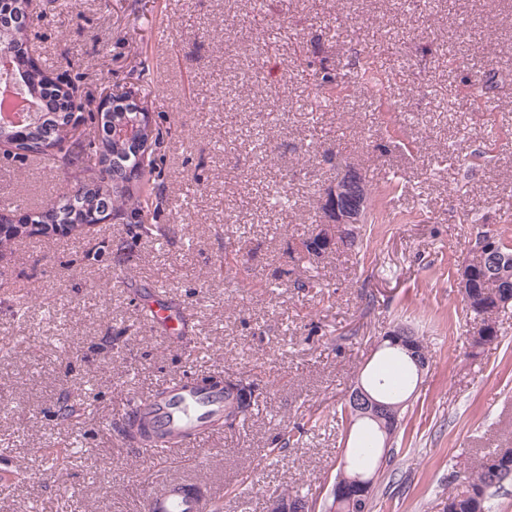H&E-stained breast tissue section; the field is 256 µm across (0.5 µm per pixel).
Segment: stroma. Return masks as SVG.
<instances>
[{
	"mask_svg": "<svg viewBox=\"0 0 512 512\" xmlns=\"http://www.w3.org/2000/svg\"><path fill=\"white\" fill-rule=\"evenodd\" d=\"M28 35L90 116L113 93L147 104L159 133L147 221L176 234L121 219L0 245V512H145L160 474L211 485L221 512H267L288 493L323 512L362 433L333 413L399 324L430 363L372 512H448L458 471L512 448V308L498 340L473 350L456 285L478 228L512 242V0H432L421 12L408 0H38ZM356 55L390 80L311 110L310 73L343 75ZM42 161L0 149V197L15 216L94 166ZM348 164L376 221L362 253L334 246L308 260L322 189ZM274 185L287 209L272 206ZM153 286L181 306L189 343L144 320L136 299ZM225 374L259 385L243 426L164 460L113 432L130 396ZM65 394L81 402L69 424L57 416ZM49 449L64 465L46 461Z\"/></svg>",
	"mask_w": 512,
	"mask_h": 512,
	"instance_id": "stroma-1",
	"label": "stroma"
}]
</instances>
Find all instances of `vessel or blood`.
Masks as SVG:
<instances>
[{
	"label": "vessel or blood",
	"mask_w": 512,
	"mask_h": 512,
	"mask_svg": "<svg viewBox=\"0 0 512 512\" xmlns=\"http://www.w3.org/2000/svg\"><path fill=\"white\" fill-rule=\"evenodd\" d=\"M147 308L171 335L180 334L181 312L159 294L148 296ZM227 406L223 388L181 376L156 391L129 398L121 422L135 426L145 422L155 433L189 443L204 438L212 429V421L223 417ZM218 508V497L198 481L166 478L147 497V512H217Z\"/></svg>",
	"instance_id": "obj_1"
}]
</instances>
